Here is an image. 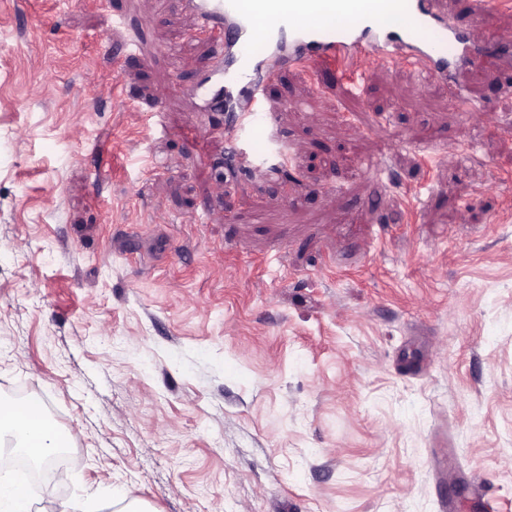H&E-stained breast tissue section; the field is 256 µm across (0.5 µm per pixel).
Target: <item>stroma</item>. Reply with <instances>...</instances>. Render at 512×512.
Listing matches in <instances>:
<instances>
[{"mask_svg": "<svg viewBox=\"0 0 512 512\" xmlns=\"http://www.w3.org/2000/svg\"><path fill=\"white\" fill-rule=\"evenodd\" d=\"M194 28L0 0V401L73 439L33 512H512V60L472 118L404 63L285 70L286 173L228 183Z\"/></svg>", "mask_w": 512, "mask_h": 512, "instance_id": "obj_1", "label": "stroma"}]
</instances>
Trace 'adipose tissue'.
Wrapping results in <instances>:
<instances>
[{"instance_id": "adipose-tissue-1", "label": "adipose tissue", "mask_w": 512, "mask_h": 512, "mask_svg": "<svg viewBox=\"0 0 512 512\" xmlns=\"http://www.w3.org/2000/svg\"><path fill=\"white\" fill-rule=\"evenodd\" d=\"M58 430L34 401L0 402V447L12 445L14 452L39 463L58 447Z\"/></svg>"}]
</instances>
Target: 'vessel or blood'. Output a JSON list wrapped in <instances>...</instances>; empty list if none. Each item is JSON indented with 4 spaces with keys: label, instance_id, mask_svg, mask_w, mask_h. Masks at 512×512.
<instances>
[{
    "label": "vessel or blood",
    "instance_id": "obj_1",
    "mask_svg": "<svg viewBox=\"0 0 512 512\" xmlns=\"http://www.w3.org/2000/svg\"><path fill=\"white\" fill-rule=\"evenodd\" d=\"M196 18L195 33L209 48L211 71L200 87L210 111L224 113V139L232 151L248 153L255 171L273 172L283 156L274 143L254 144L255 127L273 128L276 115L261 95L283 70L310 68L316 82L344 80L348 63L368 52L411 59L418 78L447 85L450 70L479 63L494 68L499 51L512 48L501 33L484 51L468 49L465 30L496 6L474 0L467 21L455 20L448 0H177ZM322 11L343 16L335 29L308 27L306 16ZM401 15L402 24H386Z\"/></svg>",
    "mask_w": 512,
    "mask_h": 512
}]
</instances>
